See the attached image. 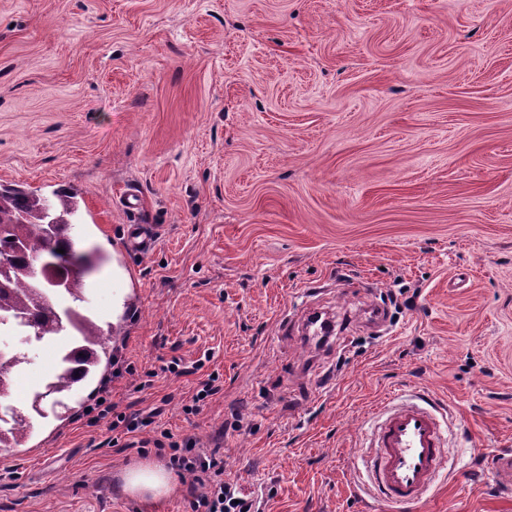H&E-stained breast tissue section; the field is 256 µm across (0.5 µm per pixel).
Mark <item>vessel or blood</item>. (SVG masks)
I'll list each match as a JSON object with an SVG mask.
<instances>
[{
	"label": "vessel or blood",
	"instance_id": "vessel-or-blood-1",
	"mask_svg": "<svg viewBox=\"0 0 512 512\" xmlns=\"http://www.w3.org/2000/svg\"><path fill=\"white\" fill-rule=\"evenodd\" d=\"M382 421L364 466L372 486L397 512H412L447 462V436L437 414L422 403L377 409Z\"/></svg>",
	"mask_w": 512,
	"mask_h": 512
}]
</instances>
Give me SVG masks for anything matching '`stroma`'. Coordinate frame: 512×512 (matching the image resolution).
Masks as SVG:
<instances>
[{"instance_id":"35a3bbf8","label":"stroma","mask_w":512,"mask_h":512,"mask_svg":"<svg viewBox=\"0 0 512 512\" xmlns=\"http://www.w3.org/2000/svg\"><path fill=\"white\" fill-rule=\"evenodd\" d=\"M0 183L77 192L83 308L134 369L0 448V512H191L186 479L121 494L164 458L102 399L220 446L259 512H389L358 453L419 391L449 432L415 512H512V0H0ZM317 314H321L316 311H311L307 314L305 323L303 324L305 335H307V341L308 343H315V345H319L321 347H327L330 344V338L331 336L327 335V327L326 329L323 328V324L330 322V319L325 317L323 321L320 323L319 327L316 328L314 325L316 324L313 322V319ZM218 380V375L213 377V374H209L207 379L200 381L196 393L192 396V404L185 405L184 410L190 414L197 412L201 402L219 392L220 386L216 384ZM118 405L112 403L104 410L98 413V416L104 417L106 414L112 412L111 430L112 432L122 428L124 434L134 433L136 431H143L156 423L155 417L159 415L160 411L154 409L146 415L141 412H117ZM123 478V492L141 501L163 499L173 490L171 474L162 466L149 461L132 465Z\"/></svg>"}]
</instances>
